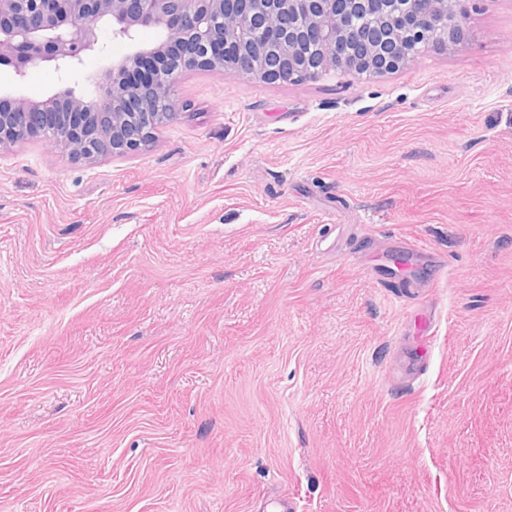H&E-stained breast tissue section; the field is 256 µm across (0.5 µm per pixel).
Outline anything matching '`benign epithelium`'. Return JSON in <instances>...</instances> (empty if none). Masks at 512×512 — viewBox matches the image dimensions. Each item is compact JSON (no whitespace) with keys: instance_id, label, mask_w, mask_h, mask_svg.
<instances>
[{"instance_id":"1","label":"benign epithelium","mask_w":512,"mask_h":512,"mask_svg":"<svg viewBox=\"0 0 512 512\" xmlns=\"http://www.w3.org/2000/svg\"><path fill=\"white\" fill-rule=\"evenodd\" d=\"M473 0H0V66L24 80L49 71L61 83L84 59L104 61L44 99L0 112V149L37 141L77 161L140 149L175 115L172 89L185 71L236 72L295 84L331 73L376 76L416 59L435 28L444 49L467 39ZM145 28L157 31L140 42ZM131 52L112 57V42ZM319 55L302 59L305 45Z\"/></svg>"}]
</instances>
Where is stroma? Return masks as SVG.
Wrapping results in <instances>:
<instances>
[{
    "label": "stroma",
    "mask_w": 512,
    "mask_h": 512,
    "mask_svg": "<svg viewBox=\"0 0 512 512\" xmlns=\"http://www.w3.org/2000/svg\"><path fill=\"white\" fill-rule=\"evenodd\" d=\"M467 29L0 153V512H512V0Z\"/></svg>",
    "instance_id": "1"
}]
</instances>
